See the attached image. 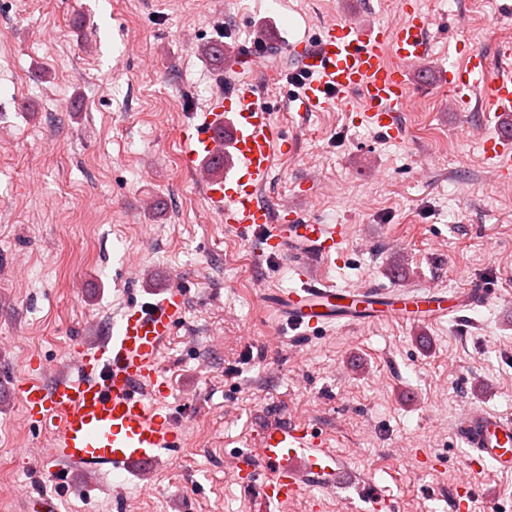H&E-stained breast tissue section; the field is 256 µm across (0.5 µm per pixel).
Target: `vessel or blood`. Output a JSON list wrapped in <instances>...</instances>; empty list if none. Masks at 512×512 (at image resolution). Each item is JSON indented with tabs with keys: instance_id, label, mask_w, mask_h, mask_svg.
Listing matches in <instances>:
<instances>
[{
	"instance_id": "obj_1",
	"label": "vessel or blood",
	"mask_w": 512,
	"mask_h": 512,
	"mask_svg": "<svg viewBox=\"0 0 512 512\" xmlns=\"http://www.w3.org/2000/svg\"><path fill=\"white\" fill-rule=\"evenodd\" d=\"M432 26L423 10L405 0L391 23L364 27L335 21L322 26L314 40L287 45L302 76L300 112L358 105L365 125L398 137L395 117L407 99V67L424 66ZM444 83L452 107L474 104L498 119L484 157L496 172L511 175L512 70L491 74L484 54L475 49L462 66L445 70ZM181 138L182 164L196 174L210 208L241 239L262 234L270 257L289 260L298 274L300 286L269 295L272 311L288 325L318 329L383 317L432 323L489 300L484 288L449 298L427 289L337 288L309 276L307 261L330 259L350 228L299 212L284 224L279 206L263 200L277 153L292 152L294 143L273 121L261 84L226 90ZM187 312L183 288H165L152 301L129 306L117 329L94 346L77 345L73 373L49 383L30 376L16 384L29 424L47 434L38 455L52 479L73 471L105 479L150 467L181 447V425L162 410L169 385L160 358ZM455 434L474 471L491 467L512 475V414L470 408L458 419ZM238 461L251 479L260 480L269 503L286 502L313 484L334 485L343 473L327 443L293 421L266 427L256 448ZM58 500L56 491L42 489L28 494L25 504L28 512H59Z\"/></svg>"
}]
</instances>
